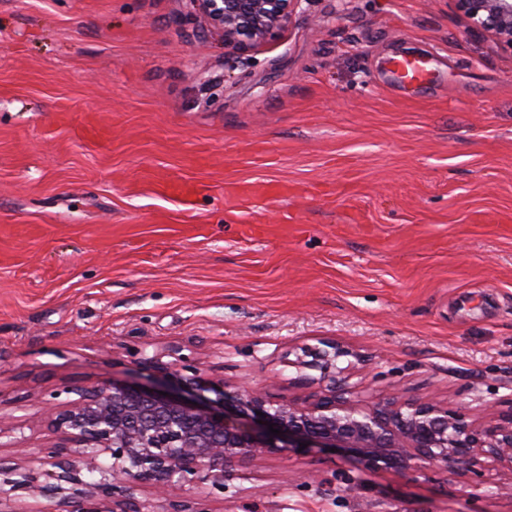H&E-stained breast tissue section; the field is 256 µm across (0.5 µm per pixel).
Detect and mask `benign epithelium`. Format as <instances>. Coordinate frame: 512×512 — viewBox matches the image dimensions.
Returning a JSON list of instances; mask_svg holds the SVG:
<instances>
[{"label":"benign epithelium","mask_w":512,"mask_h":512,"mask_svg":"<svg viewBox=\"0 0 512 512\" xmlns=\"http://www.w3.org/2000/svg\"><path fill=\"white\" fill-rule=\"evenodd\" d=\"M185 2L187 15L220 34L224 55L239 59L289 30L302 4L313 0ZM453 2L471 31L512 52V0ZM143 362L158 373L151 385L63 388L75 398L50 415L56 439L36 461L0 465V512H19L18 491L55 502V512H153L138 498L144 487L160 512H212L210 497L224 493V472L304 444L402 475L434 469L481 477L491 468L512 475V409L496 412L486 402L489 412L477 421L436 398L364 404L350 378L365 359L334 341L302 347L288 360L298 382L317 386L313 398L301 401L232 394L224 378L203 376L178 345ZM269 422L280 434L269 432ZM100 454L111 463H96Z\"/></svg>","instance_id":"obj_1"}]
</instances>
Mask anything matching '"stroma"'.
<instances>
[{"mask_svg": "<svg viewBox=\"0 0 512 512\" xmlns=\"http://www.w3.org/2000/svg\"><path fill=\"white\" fill-rule=\"evenodd\" d=\"M183 0H0V460L43 397L179 345L229 391L305 399L290 350L368 358L360 399L512 409V54L452 0H312L231 63ZM428 51L404 88L389 57ZM188 182L184 199L163 192ZM311 450L212 512H512L498 486Z\"/></svg>", "mask_w": 512, "mask_h": 512, "instance_id": "35a3bbf8", "label": "stroma"}]
</instances>
